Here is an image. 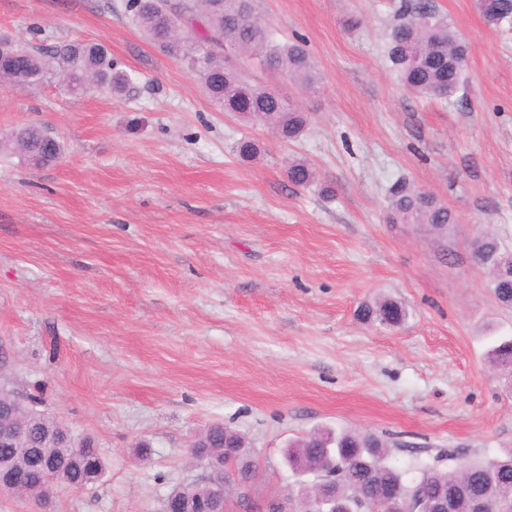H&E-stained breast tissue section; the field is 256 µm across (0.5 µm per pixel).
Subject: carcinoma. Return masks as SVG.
Segmentation results:
<instances>
[{"label": "carcinoma", "mask_w": 512, "mask_h": 512, "mask_svg": "<svg viewBox=\"0 0 512 512\" xmlns=\"http://www.w3.org/2000/svg\"><path fill=\"white\" fill-rule=\"evenodd\" d=\"M484 20L492 25L512 22V0H477ZM128 12L160 49L182 56L191 73L205 90L211 104L221 112L254 118L272 128L284 142L299 137L306 114L278 97L245 85L236 68L224 57L229 43L243 45L246 52L274 66L294 83L309 89L318 79V69L306 42L300 38L278 42L273 32L253 13L252 0H128ZM185 19L184 28L174 30L172 16ZM469 46L455 27L437 17L427 0H418L404 9L401 22L389 34L388 59L401 84L414 96L445 100L456 93L466 68ZM53 80L62 91L78 96L92 86L120 94L130 84V75L118 69L107 48L96 42L59 43L46 52L34 51L19 39L0 34V85L29 87ZM14 149L28 161L31 152L44 164L59 159L60 143L37 127H24L14 136ZM288 180L306 186L315 180L314 171L302 159H291ZM393 224H420L440 233L457 223L455 214L429 192L405 181L397 183L387 205ZM473 252L486 258L490 287L497 300L512 306V251L501 248L492 236L474 241ZM392 314L406 319L407 310L392 299H379L361 306L359 316L371 324L386 325ZM488 357L491 363L512 376V338L493 340ZM23 424L34 423L35 440L41 430L52 431L57 440L47 454L67 460L63 484L82 487L94 483L104 466L98 449L73 456L68 433L61 421L25 405L17 410ZM224 454V429L211 425L210 447L193 455L201 462ZM391 450L378 436L356 430H315L288 446L284 459L293 484L288 486L292 512H308V503L317 492L316 481L306 480L310 472L333 474L339 512H362V501L398 497L417 504L420 496L432 502L431 512H500L512 507V448L493 458L463 460L445 470L424 468L419 480L408 484L404 473L390 462Z\"/></svg>", "instance_id": "cac0c4a2"}]
</instances>
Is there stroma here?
<instances>
[{"instance_id": "stroma-1", "label": "stroma", "mask_w": 512, "mask_h": 512, "mask_svg": "<svg viewBox=\"0 0 512 512\" xmlns=\"http://www.w3.org/2000/svg\"><path fill=\"white\" fill-rule=\"evenodd\" d=\"M429 2L471 46L447 101L404 91L386 58L404 0H255L279 40L305 38L322 77L307 92L228 50L306 113L284 142L216 110L126 0H0V34L37 50L100 42L132 77L120 95L0 90V138L36 126L63 146L41 167L0 151V385L38 398L104 463L54 512H160L207 482L191 444L215 422L259 467L226 512L285 494L283 450L316 429L393 442L409 481L512 448V393L486 360L512 307L471 250L487 231L512 251V24L486 25L474 0ZM245 137L255 161L234 152ZM292 156L318 184L287 181ZM402 179L457 223L439 237L389 223ZM378 295L405 305L404 325L357 319Z\"/></svg>"}]
</instances>
